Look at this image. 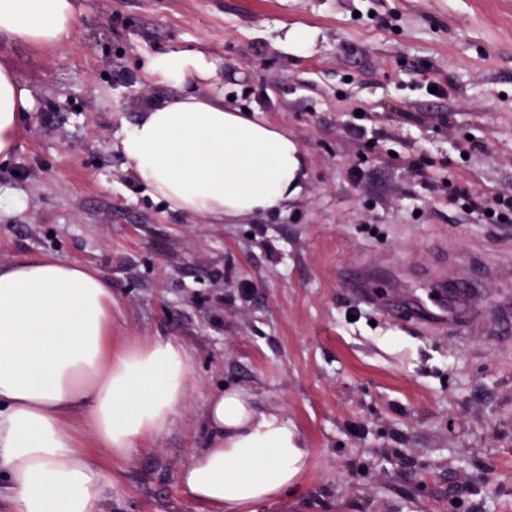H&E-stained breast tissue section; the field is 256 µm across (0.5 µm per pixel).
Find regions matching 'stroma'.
<instances>
[{
    "label": "stroma",
    "mask_w": 512,
    "mask_h": 512,
    "mask_svg": "<svg viewBox=\"0 0 512 512\" xmlns=\"http://www.w3.org/2000/svg\"><path fill=\"white\" fill-rule=\"evenodd\" d=\"M69 44L0 39L37 100L0 191V264L52 255L112 285V348L173 338L195 385L172 429L126 457L70 428L112 480L107 512H218L178 474L224 385L253 391L312 450L298 489L257 512H512V329L429 335L359 304L477 270L512 293V223L448 199L512 195V0H80ZM316 33L304 55L279 47ZM221 60L217 89L304 158L287 209L212 224L148 195L117 149L170 88L140 53ZM365 138L352 137L348 125ZM421 161L414 170L413 161ZM315 37L316 33L313 30L304 27H293L288 30L285 40L281 44L287 51L302 54Z\"/></svg>",
    "instance_id": "35a3bbf8"
}]
</instances>
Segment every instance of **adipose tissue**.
<instances>
[{
	"label": "adipose tissue",
	"instance_id": "adipose-tissue-1",
	"mask_svg": "<svg viewBox=\"0 0 512 512\" xmlns=\"http://www.w3.org/2000/svg\"><path fill=\"white\" fill-rule=\"evenodd\" d=\"M78 0H0V37L33 47L69 41ZM220 61L171 44L142 53L151 84L176 87L144 109L117 144L133 178L171 209L216 222L285 207L302 190L296 142L268 121L225 107ZM35 100L0 62V162L15 157ZM191 386L190 357L171 339L112 350V286L52 256L0 264V486L14 512H105L112 481L69 429L82 420L115 458L167 433ZM204 447L183 467L189 499L255 512L298 485L310 450L295 424L246 388L210 395Z\"/></svg>",
	"mask_w": 512,
	"mask_h": 512
}]
</instances>
